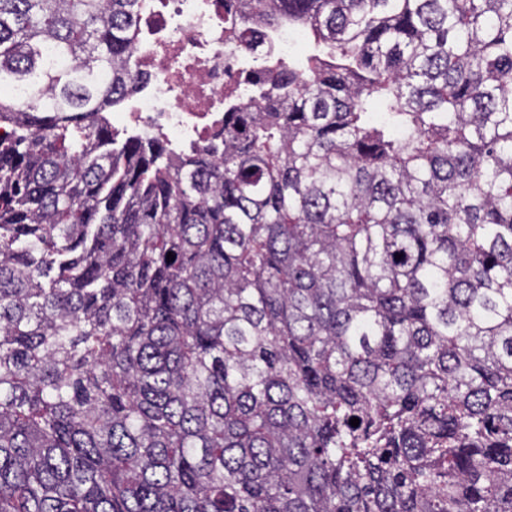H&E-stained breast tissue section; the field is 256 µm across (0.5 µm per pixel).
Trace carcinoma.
I'll return each mask as SVG.
<instances>
[{
  "mask_svg": "<svg viewBox=\"0 0 512 512\" xmlns=\"http://www.w3.org/2000/svg\"><path fill=\"white\" fill-rule=\"evenodd\" d=\"M250 8L176 161L138 0H0V512H512V0Z\"/></svg>",
  "mask_w": 512,
  "mask_h": 512,
  "instance_id": "cac0c4a2",
  "label": "carcinoma"
}]
</instances>
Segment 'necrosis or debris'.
I'll return each mask as SVG.
<instances>
[{
  "mask_svg": "<svg viewBox=\"0 0 512 512\" xmlns=\"http://www.w3.org/2000/svg\"><path fill=\"white\" fill-rule=\"evenodd\" d=\"M245 29L252 32L247 51ZM303 40L287 19L255 24L238 0H139L131 55L138 88L124 111L106 119L114 133L161 138L179 155L203 149L223 127L225 106L257 100L270 60L286 59Z\"/></svg>",
  "mask_w": 512,
  "mask_h": 512,
  "instance_id": "obj_1",
  "label": "necrosis or debris"
}]
</instances>
